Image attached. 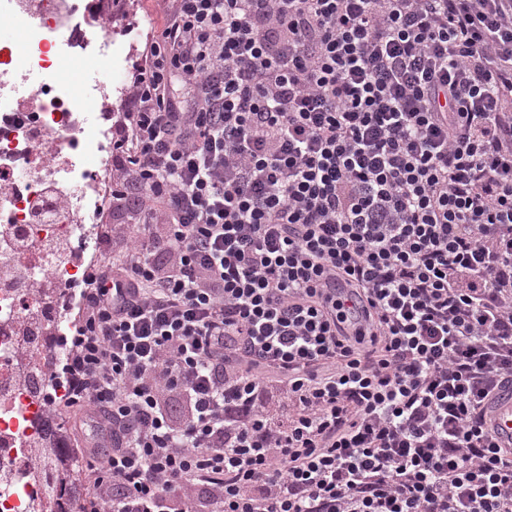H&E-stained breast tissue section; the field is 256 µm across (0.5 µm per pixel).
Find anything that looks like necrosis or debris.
<instances>
[{
	"label": "necrosis or debris",
	"instance_id": "1",
	"mask_svg": "<svg viewBox=\"0 0 512 512\" xmlns=\"http://www.w3.org/2000/svg\"><path fill=\"white\" fill-rule=\"evenodd\" d=\"M106 15L87 0H0V20L21 21L26 57L0 45V229L37 248L68 251L71 261L33 266L31 279L50 274L57 284L39 301L26 283L10 281L18 256L0 245V512H48L47 474L37 463L55 392L10 380L20 354L18 327L28 310L52 323L34 336L35 359L61 358L72 296L88 258L99 249L97 223L112 157V126L104 112L106 86L86 77L73 84L53 78L56 63L74 57L124 62L104 25Z\"/></svg>",
	"mask_w": 512,
	"mask_h": 512
}]
</instances>
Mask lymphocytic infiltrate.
Listing matches in <instances>:
<instances>
[{"mask_svg":"<svg viewBox=\"0 0 512 512\" xmlns=\"http://www.w3.org/2000/svg\"><path fill=\"white\" fill-rule=\"evenodd\" d=\"M130 89L139 221L11 373L74 512H512V0H164ZM489 425L498 440L512 442V385L506 383L493 401V412ZM73 451L72 460L77 461L79 467L76 469V478H75V468L73 467V463L71 462V466L68 469L64 467V464L60 458V449L54 448V463L57 468L58 475L56 477L55 482L51 485L46 486V494L49 499H59L64 496H68V500L70 501V506H72L73 500L76 496V484L75 481L80 482V472H81V461L77 456V452L75 448H71ZM79 470V471H78Z\"/></svg>","mask_w":512,"mask_h":512,"instance_id":"f902f5d3","label":"lymphocytic infiltrate"}]
</instances>
